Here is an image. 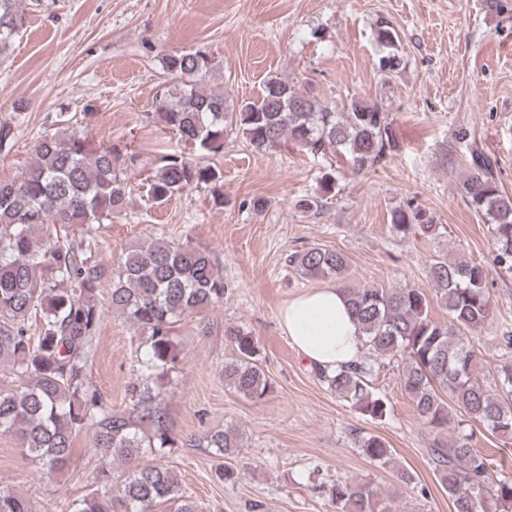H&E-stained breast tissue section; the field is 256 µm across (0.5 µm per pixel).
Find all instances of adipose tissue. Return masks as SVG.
Here are the masks:
<instances>
[{"mask_svg":"<svg viewBox=\"0 0 512 512\" xmlns=\"http://www.w3.org/2000/svg\"><path fill=\"white\" fill-rule=\"evenodd\" d=\"M282 328L311 365L336 369L357 361L363 338L342 288L336 284L303 293L283 308Z\"/></svg>","mask_w":512,"mask_h":512,"instance_id":"obj_1","label":"adipose tissue"}]
</instances>
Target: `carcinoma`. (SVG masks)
Returning <instances> with one entry per match:
<instances>
[{
  "instance_id": "carcinoma-1",
  "label": "carcinoma",
  "mask_w": 512,
  "mask_h": 512,
  "mask_svg": "<svg viewBox=\"0 0 512 512\" xmlns=\"http://www.w3.org/2000/svg\"><path fill=\"white\" fill-rule=\"evenodd\" d=\"M26 23L21 0H0V58L9 55ZM375 40L380 70L401 68L399 36L388 20L377 23ZM160 64L165 83L153 116L191 144L192 153L167 154L148 166L136 151L97 145L88 131L74 128L40 137L32 161L11 179L0 180V367L25 378L14 388L0 386V433L14 436L49 474L67 466L80 433L91 434L101 460V485L67 504L66 512H197L175 472L143 457H162L179 444L163 406L164 380L180 354L176 325L184 315L224 300L228 287L210 252L189 242L150 237L130 245L112 270L97 261L93 231L126 209L134 191L128 173L148 171L141 185L155 203L204 184L221 206V174L205 159L222 152L229 137L241 136L262 152L294 146L314 155L331 153L357 174L396 148L393 118L377 104L324 105L292 82L271 76L258 99L231 112L224 90L204 83L213 64L206 52L176 51ZM332 184L326 179L322 194L301 198L296 207L323 208ZM459 192L488 226L495 267L512 273V196L499 188L482 156H472ZM391 230L437 238L443 226L416 209L399 208L391 212ZM288 266L300 277L336 281L364 337L367 355L361 360L342 369H316L327 390L353 409L381 418L387 404L371 377L376 368L396 364L402 393L433 436L429 463L453 512H512V478L473 445L478 428L512 440V360L505 359L486 380L469 336L492 316L491 270L466 258L431 260L427 273L448 312V320L438 321L422 288L348 283V257L335 249L294 252ZM107 280L112 287L106 290ZM105 293L112 308L145 334L141 381L131 386V408L124 411L109 408L88 379ZM34 320L40 323L36 336L30 333ZM224 336L233 347L224 360L225 385L244 398L264 399L271 385L258 342L238 326L224 327ZM454 410L460 418L451 433ZM243 438L240 429L227 426L182 446L209 448L230 460ZM354 445L370 464L418 487L416 475L396 463L383 437L357 435ZM117 461L129 471L114 486L111 470ZM310 490L334 512H393L392 498L370 482L337 479L314 483ZM0 512L32 509L25 496L0 491Z\"/></svg>"
}]
</instances>
